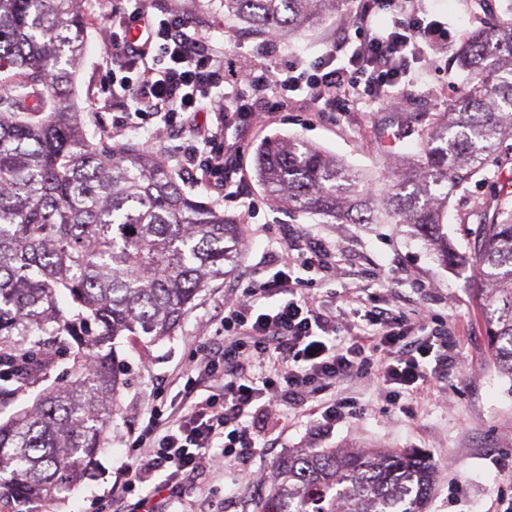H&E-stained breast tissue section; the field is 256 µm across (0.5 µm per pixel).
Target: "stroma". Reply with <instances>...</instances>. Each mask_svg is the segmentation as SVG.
I'll list each match as a JSON object with an SVG mask.
<instances>
[{"mask_svg": "<svg viewBox=\"0 0 512 512\" xmlns=\"http://www.w3.org/2000/svg\"><path fill=\"white\" fill-rule=\"evenodd\" d=\"M152 4L161 10L175 6L202 27L213 47L239 66L266 63L269 45L282 56L313 61L332 47L342 28L351 25L357 7L356 0H343L336 14L287 40L225 14L224 0H152ZM422 6L454 37L440 55L442 75L406 86L397 95L400 101L418 103V111L397 114L368 102L347 112L323 114L302 95L279 100L273 118L250 133L242 160L244 190L257 202L252 210L244 202L226 199L219 188L191 179L195 143L181 120L168 125L163 118L149 116L141 124L123 125L134 104L112 83V45L103 36L104 14L87 13V50L73 88L88 133L105 132L113 143L154 151L177 174L186 192L238 217L248 233L223 279L199 294L174 336L157 343L141 337L118 338L116 350L127 380L119 410L95 456L91 475L68 493L55 512H94L100 501L111 499L118 469L131 455V443L147 423L156 399L179 400L184 385L181 373L191 358L223 342L225 292L247 277L268 278L283 247L300 249L312 243L329 246L325 261L341 267L344 276L336 281L314 274L302 285L305 293L341 296L346 289L365 287L383 300L392 292L404 308L453 321L455 334L448 340V353L458 361V368L449 369L402 410L388 405L372 380L341 382L335 394L348 398L355 415L338 419L318 435L307 408L288 409L283 424L270 431L273 447L261 449L246 468L204 473L171 512H254L267 494L262 473L289 452L307 448L423 454L437 468L425 512H497V489L512 484L492 465L493 460L512 458V378L500 372L488 348V314L480 295L482 283L467 257L466 234L476 227L475 214L492 193L494 176L512 173V140L503 143L498 165L488 166L449 197L443 231L457 261L448 266L409 225L326 224L320 218L284 210L270 201L253 172L255 144L276 134L308 141L366 174H381L384 160L402 161L416 153L432 114L446 110L463 80L455 60L461 44L457 32H473L474 18L483 13L497 25L512 23L506 0H422Z\"/></svg>", "mask_w": 512, "mask_h": 512, "instance_id": "stroma-1", "label": "stroma"}]
</instances>
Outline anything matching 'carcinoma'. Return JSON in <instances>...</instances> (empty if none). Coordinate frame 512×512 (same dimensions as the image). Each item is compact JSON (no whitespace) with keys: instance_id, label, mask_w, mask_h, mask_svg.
<instances>
[{"instance_id":"obj_1","label":"carcinoma","mask_w":512,"mask_h":512,"mask_svg":"<svg viewBox=\"0 0 512 512\" xmlns=\"http://www.w3.org/2000/svg\"><path fill=\"white\" fill-rule=\"evenodd\" d=\"M339 2L224 0V12L291 37ZM85 44L77 0H0V395L43 380L61 356L77 373L0 423L1 510L55 506L81 481L125 386L115 340L174 335L243 242L242 224L187 193L159 156L89 139L71 97ZM458 61L466 83L390 188L279 135L255 148L257 182L327 223L410 224L448 261L431 187L452 194L512 139V24L471 36ZM409 185L412 197L400 193ZM478 218L471 259L488 282L490 351L512 378V179ZM273 473L261 512H424L435 481L411 452L340 448L290 453Z\"/></svg>"}]
</instances>
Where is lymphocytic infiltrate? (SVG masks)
<instances>
[{
  "mask_svg": "<svg viewBox=\"0 0 512 512\" xmlns=\"http://www.w3.org/2000/svg\"><path fill=\"white\" fill-rule=\"evenodd\" d=\"M385 8L391 23L375 27L376 13ZM111 15L126 30L113 38L112 54L136 74L122 83L135 117H182L206 155L195 179L237 199L248 134L273 111L268 92L303 94L328 111L365 97L388 106L402 86L439 72L434 57L451 39L420 0H360L356 33L342 37L349 53L332 48L307 65L298 58L280 61L270 47L268 64L232 70L221 82L223 54L177 11L157 14L148 0H112ZM204 110L214 112L216 127L198 122ZM322 268L321 253L312 247L271 278L225 294L223 346L193 359L172 417L153 407L114 495L98 512H165L201 472L247 466L261 446L256 419H280L285 404L308 406L321 432L345 414L344 400L322 399L338 383L372 378L396 406L427 391L433 375L452 366L451 329L429 313L410 318L394 300L379 303L362 290L334 309L303 293V274ZM203 387L208 393L202 397Z\"/></svg>",
  "mask_w": 512,
  "mask_h": 512,
  "instance_id": "obj_1",
  "label": "lymphocytic infiltrate"
}]
</instances>
